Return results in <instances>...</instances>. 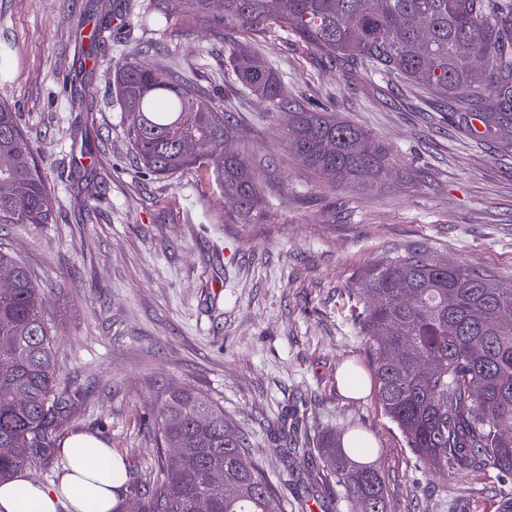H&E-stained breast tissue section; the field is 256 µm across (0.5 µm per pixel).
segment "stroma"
Segmentation results:
<instances>
[{
    "instance_id": "1",
    "label": "stroma",
    "mask_w": 512,
    "mask_h": 512,
    "mask_svg": "<svg viewBox=\"0 0 512 512\" xmlns=\"http://www.w3.org/2000/svg\"><path fill=\"white\" fill-rule=\"evenodd\" d=\"M137 0H0V99L22 115L50 184L52 224H0V245L46 290L60 387L73 407L59 438L99 435L131 481L170 467L156 410L188 388L243 429L285 501L300 492L277 452L286 416L311 432L362 429L378 451L389 512H497L512 489L492 468L439 476L408 448L375 390L346 397L347 366L370 377L348 295L359 272L419 248L512 278V148L469 133L434 91L326 67L282 33L240 36L188 20L178 0L145 20ZM244 40L275 62L286 101L369 129L395 164L383 185H332L290 155L266 103L229 75ZM231 112L229 151L266 200L243 223L206 170L168 178L136 161L113 82L130 54Z\"/></svg>"
}]
</instances>
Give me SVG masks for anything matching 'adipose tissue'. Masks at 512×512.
Returning <instances> with one entry per match:
<instances>
[{
	"mask_svg": "<svg viewBox=\"0 0 512 512\" xmlns=\"http://www.w3.org/2000/svg\"><path fill=\"white\" fill-rule=\"evenodd\" d=\"M63 446L68 455L58 482L17 473L0 483V512H114L127 478L122 460L89 433L73 434Z\"/></svg>",
	"mask_w": 512,
	"mask_h": 512,
	"instance_id": "adipose-tissue-1",
	"label": "adipose tissue"
}]
</instances>
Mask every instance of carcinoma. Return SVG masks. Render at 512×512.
Returning a JSON list of instances; mask_svg holds the SVG:
<instances>
[{
    "label": "carcinoma",
    "instance_id": "obj_1",
    "mask_svg": "<svg viewBox=\"0 0 512 512\" xmlns=\"http://www.w3.org/2000/svg\"><path fill=\"white\" fill-rule=\"evenodd\" d=\"M182 13L222 10L224 25L252 34L291 33L330 67L362 69L385 80L437 89L466 111L486 113L487 126L512 129V0H181ZM237 82L284 122L288 152L332 183L381 184L393 165L388 146L328 111L294 108L281 95L282 74L243 45L227 50ZM126 132L143 167L168 177L211 170L224 202L248 223L262 201L251 170L225 150L236 136L232 116L200 89L129 57L114 75ZM190 143V153L183 144ZM0 224H50L53 213L40 165L18 113L0 103ZM0 267L13 286L0 291V482L48 462L69 397L58 390L53 334L44 289L0 246ZM487 274L417 250L364 268L352 292L364 300L354 322L365 339L377 399L406 443L434 472L490 465L512 475V280L486 287ZM164 444L181 463L146 490L122 488L113 512H286L247 434L224 409L190 389L171 392L158 408ZM282 458L293 459L299 483L336 484L358 512H387L385 478L353 458L377 453L361 430L352 447L325 432L311 441L295 419ZM333 461L312 472L313 454ZM224 472V489L210 475Z\"/></svg>",
    "mask_w": 512,
    "mask_h": 512
}]
</instances>
